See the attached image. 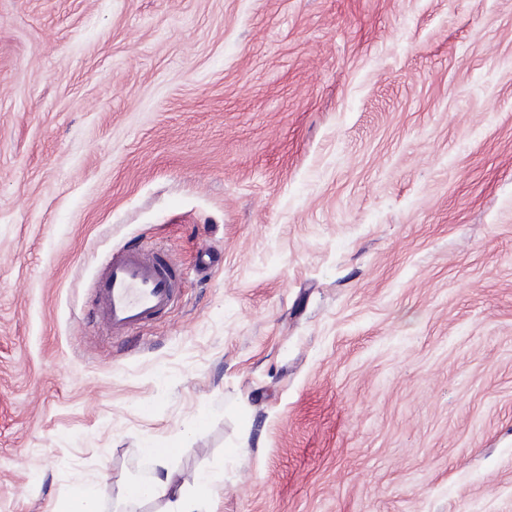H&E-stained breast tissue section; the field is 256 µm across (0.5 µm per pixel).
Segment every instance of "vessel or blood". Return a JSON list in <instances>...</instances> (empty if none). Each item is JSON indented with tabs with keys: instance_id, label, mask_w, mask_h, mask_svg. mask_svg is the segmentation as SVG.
Listing matches in <instances>:
<instances>
[{
	"instance_id": "vessel-or-blood-1",
	"label": "vessel or blood",
	"mask_w": 512,
	"mask_h": 512,
	"mask_svg": "<svg viewBox=\"0 0 512 512\" xmlns=\"http://www.w3.org/2000/svg\"><path fill=\"white\" fill-rule=\"evenodd\" d=\"M179 279L163 249L112 250L95 280L97 317L118 334L139 329L172 306Z\"/></svg>"
}]
</instances>
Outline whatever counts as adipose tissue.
<instances>
[{"label":"adipose tissue","mask_w":512,"mask_h":512,"mask_svg":"<svg viewBox=\"0 0 512 512\" xmlns=\"http://www.w3.org/2000/svg\"><path fill=\"white\" fill-rule=\"evenodd\" d=\"M144 451L156 462V471L151 483L144 488L143 496L157 499L165 504V512H201L203 505L212 494L210 478L196 477L192 493H185L174 472L166 463V456L153 445H146Z\"/></svg>","instance_id":"obj_1"}]
</instances>
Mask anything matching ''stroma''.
<instances>
[{"label": "stroma", "instance_id": "stroma-1", "mask_svg": "<svg viewBox=\"0 0 512 512\" xmlns=\"http://www.w3.org/2000/svg\"><path fill=\"white\" fill-rule=\"evenodd\" d=\"M131 243L181 288L115 334ZM149 443L211 512H512V0H0V512ZM179 279L162 248L113 249L95 280L97 317L117 334L137 330L172 306Z\"/></svg>", "mask_w": 512, "mask_h": 512}]
</instances>
